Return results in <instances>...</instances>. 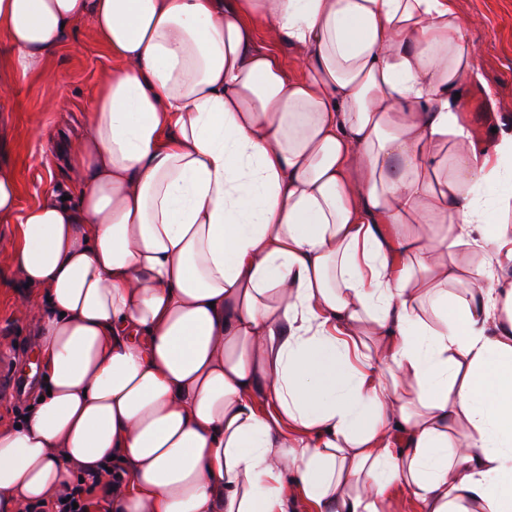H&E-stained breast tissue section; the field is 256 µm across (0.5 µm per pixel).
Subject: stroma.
I'll list each match as a JSON object with an SVG mask.
<instances>
[{
  "label": "stroma",
  "instance_id": "stroma-1",
  "mask_svg": "<svg viewBox=\"0 0 512 512\" xmlns=\"http://www.w3.org/2000/svg\"><path fill=\"white\" fill-rule=\"evenodd\" d=\"M461 15L471 21L470 38L478 49L481 83L466 84V118L481 136L493 123L512 125V0H454ZM110 56L90 24L70 29L52 50L45 67L52 79L35 75L15 80L7 106H0V160L15 169L19 202L28 206L52 186L65 185L69 173L51 146L29 134L33 119L47 130L66 131L83 121L88 102L109 69ZM31 290L0 258V362L11 363L16 378L31 374L33 331L17 305Z\"/></svg>",
  "mask_w": 512,
  "mask_h": 512
}]
</instances>
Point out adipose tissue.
Instances as JSON below:
<instances>
[{"label":"adipose tissue","instance_id":"obj_1","mask_svg":"<svg viewBox=\"0 0 512 512\" xmlns=\"http://www.w3.org/2000/svg\"><path fill=\"white\" fill-rule=\"evenodd\" d=\"M82 21L113 65L66 194L0 163L46 378L0 512H512V131L461 117L452 0H0L12 75ZM255 37L257 44L273 53L279 64L287 73L294 74L297 72L294 50L289 47L287 43H275L270 41L265 30L260 26H257L255 29ZM95 488L93 482L86 487L79 484L75 491L64 499L66 503H62V500H60L51 506V510L49 506L39 504L32 506L27 512H92V510L89 511L91 506L89 496L94 492ZM73 502L78 504V508L73 509Z\"/></svg>","mask_w":512,"mask_h":512}]
</instances>
